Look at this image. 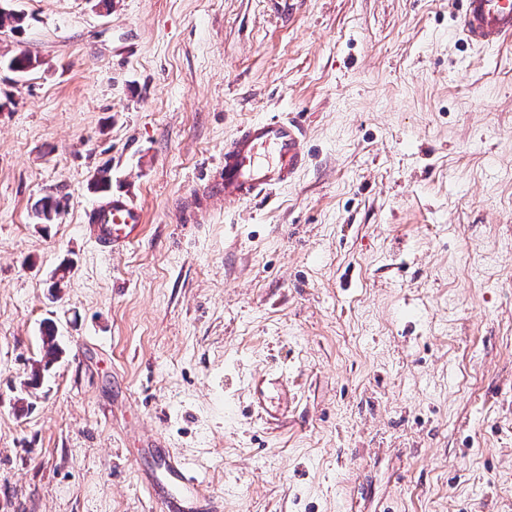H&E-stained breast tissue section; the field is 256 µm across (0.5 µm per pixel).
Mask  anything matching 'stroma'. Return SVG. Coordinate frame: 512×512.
<instances>
[{
	"instance_id": "obj_1",
	"label": "stroma",
	"mask_w": 512,
	"mask_h": 512,
	"mask_svg": "<svg viewBox=\"0 0 512 512\" xmlns=\"http://www.w3.org/2000/svg\"><path fill=\"white\" fill-rule=\"evenodd\" d=\"M0 6V512H149L145 430L224 512H512V45L462 0ZM289 117L296 178L199 207L225 141ZM105 166L144 215L112 255ZM249 391L254 407L268 412L272 407L288 405V381L283 372H264L252 376Z\"/></svg>"
}]
</instances>
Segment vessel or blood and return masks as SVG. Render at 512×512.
<instances>
[{
	"label": "vessel or blood",
	"mask_w": 512,
	"mask_h": 512,
	"mask_svg": "<svg viewBox=\"0 0 512 512\" xmlns=\"http://www.w3.org/2000/svg\"><path fill=\"white\" fill-rule=\"evenodd\" d=\"M460 30L486 48L512 42V0H464ZM304 130L294 120H257L224 144L223 173L209 191L228 201H244L293 181L305 163ZM89 229L99 248L111 255L138 240L143 232L141 209L123 195H112L88 215ZM256 409L288 404L283 373L253 375L249 383ZM146 452L153 467L142 470L139 482L153 512H224V497L214 491L198 466L170 452L153 432H146Z\"/></svg>",
	"instance_id": "b4317fda"
}]
</instances>
